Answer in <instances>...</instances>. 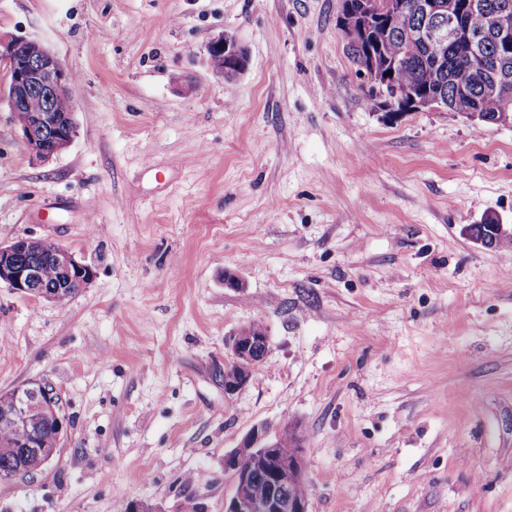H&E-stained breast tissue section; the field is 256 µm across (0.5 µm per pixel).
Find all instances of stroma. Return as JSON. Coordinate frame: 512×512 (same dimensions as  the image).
<instances>
[{
	"label": "stroma",
	"instance_id": "stroma-1",
	"mask_svg": "<svg viewBox=\"0 0 512 512\" xmlns=\"http://www.w3.org/2000/svg\"><path fill=\"white\" fill-rule=\"evenodd\" d=\"M342 0H0L74 72L77 136L32 161L0 103V242L95 276L0 287V391L51 380L67 430L0 512H224L256 425L303 438L309 512H512V124L371 99ZM248 54L219 80L218 33ZM196 87L187 94L186 84ZM232 275L240 287L225 286ZM270 352L224 394L227 340ZM485 225H490L495 230V234L486 232ZM499 218L495 214H488L484 217L480 224H470L465 228L466 235L474 242L481 244L487 248L497 246L499 241L504 238L511 239L512 232L504 228ZM25 252L44 255L45 264L52 271V282L46 281L43 264L21 262L41 261L39 256L26 253L20 261V254ZM93 277L94 271L89 264L49 240L19 238L6 245L0 244V285L15 293L54 303L58 300V304L66 305L77 293L76 288H83ZM71 283L76 288H66Z\"/></svg>",
	"mask_w": 512,
	"mask_h": 512
}]
</instances>
